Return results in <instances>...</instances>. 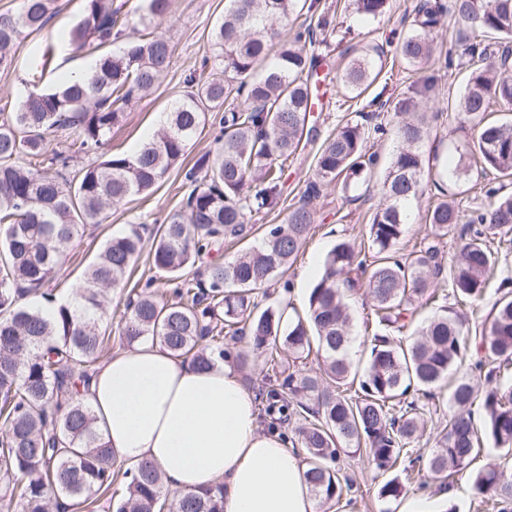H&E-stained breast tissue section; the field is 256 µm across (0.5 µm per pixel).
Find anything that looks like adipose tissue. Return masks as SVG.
Instances as JSON below:
<instances>
[{"label": "adipose tissue", "instance_id": "adipose-tissue-1", "mask_svg": "<svg viewBox=\"0 0 512 512\" xmlns=\"http://www.w3.org/2000/svg\"><path fill=\"white\" fill-rule=\"evenodd\" d=\"M84 401L117 459H145L185 494L224 485V512H316L305 464L279 433L262 431L236 367L201 370L143 342L98 365Z\"/></svg>", "mask_w": 512, "mask_h": 512}]
</instances>
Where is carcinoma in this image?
Masks as SVG:
<instances>
[{
    "mask_svg": "<svg viewBox=\"0 0 512 512\" xmlns=\"http://www.w3.org/2000/svg\"><path fill=\"white\" fill-rule=\"evenodd\" d=\"M302 0H225L224 16L211 34L215 58L212 77L185 79L187 91L165 113L158 133L136 153L105 154L103 147L132 100L152 91L168 71L173 55L163 35L128 41L118 52L107 50L124 39L129 13L115 0H84L80 21L57 41L45 44L43 57L67 44L75 51H98L95 69L79 80H65L49 91L35 89L38 71L28 73L32 86L15 112L0 115V512H52L88 508L112 500V488L125 486L112 504L114 512H224V484L199 493L162 496V474L150 461L129 470L117 463L112 448L94 427L95 418L81 398L110 339L112 309L103 293L124 290L142 256L146 227L133 224L105 240L72 297L57 305L53 317L24 304L50 283L66 261L80 232L100 224L107 210L132 196L147 194L179 163L197 137L209 112H222L213 156L183 169L191 187L184 208L157 228L147 260L151 268L178 279L172 299L142 294L126 304L120 336L134 345L151 339L177 356L207 368L229 356L224 338L244 339L249 351L236 354L246 367L250 355L280 367L281 381L261 394L260 415L274 430L292 417L306 449V478L323 503L338 502L352 481L339 466L341 456L363 452L383 473L402 468L380 486L378 496L397 498L411 480L412 455L424 430L426 408L405 398L417 387L435 398L448 374L458 370L470 349L464 322L451 314L426 322L418 339L405 344L394 333L407 327L416 303L432 304L453 295L460 304L479 301L487 282L498 274L497 253L512 250V193L489 181L480 204L463 214L446 200L425 215L437 237L458 224L468 238L449 268L436 246L402 254L398 245L412 223L409 204L440 187L439 174L425 167L429 102L436 86L423 75L432 59L434 34L443 19L454 18L463 51L454 66L466 71L453 102L463 124L475 131L474 170L512 175V120L487 119L491 104L512 107V0H419L414 28L395 51L420 73L412 96L390 105L376 95L372 112L346 114L314 155V174L300 202L282 224H272L260 245L232 262L214 260L201 276L185 270L226 237L245 235L248 216L279 207L288 158L312 141L308 127L316 73L312 48L329 45L336 32L329 13L300 24ZM364 18L386 12L389 0H347ZM54 0H20L15 12L0 13V68L13 65V48L25 33L44 29ZM170 0H143L139 21L148 27L169 13ZM294 27L284 40L281 28ZM383 53L375 45L352 58L341 75L343 86L362 92L376 78L368 56ZM394 112L391 128L380 113ZM60 132L69 153L56 150L48 135ZM392 134L398 148L381 183L383 203L369 224L370 252L342 241L326 257L323 272L310 289L308 311L288 316L284 308L257 311L256 291L283 276L297 257L314 223L313 200L323 188L372 173L377 153L367 148L371 134ZM94 160L69 173L74 155ZM364 288L372 301L379 332L367 364L358 369L348 357L352 317L346 299ZM316 340L323 366L303 371L296 362ZM291 363L278 361L279 349ZM480 358L472 369L492 368L488 377L512 370V298L493 306ZM357 386L347 396L339 386ZM479 388L467 377L450 384L457 412L448 420L440 448L426 466L444 482L468 468L480 451L471 406ZM485 433L495 447L512 449V384H496L483 396ZM471 488L491 512H512V474L495 468L472 474Z\"/></svg>",
    "mask_w": 512,
    "mask_h": 512,
    "instance_id": "obj_1",
    "label": "carcinoma"
}]
</instances>
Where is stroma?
Returning a JSON list of instances; mask_svg holds the SVG:
<instances>
[{
    "label": "stroma",
    "mask_w": 512,
    "mask_h": 512,
    "mask_svg": "<svg viewBox=\"0 0 512 512\" xmlns=\"http://www.w3.org/2000/svg\"><path fill=\"white\" fill-rule=\"evenodd\" d=\"M417 0H391L389 9L381 17L365 21L352 11L344 10V0H319L322 9L335 13L336 32L345 35L350 46L362 48L396 40L400 33L409 31L413 8ZM83 0H55L54 9L45 26L38 33L23 37L15 47V61L10 69H0V109L13 112L19 107L28 88L25 84L27 72L36 64L38 53L47 41L68 32L82 15ZM224 13V0H171L170 12L155 23L156 33L169 37L173 46L171 67L165 77L148 96L136 99L126 110L121 122L112 130V139L107 145L108 152L133 154L160 127V118L170 103L185 91L186 75H195L206 80L211 71L205 65L210 45V33L217 20ZM462 46L456 38L451 20H443L434 39L433 63L429 70L436 82L434 109L439 117L430 124V134L424 148V158L434 169L442 171L469 163L471 153L467 140L457 133L461 119L458 113L449 109L460 85L463 74L443 69L446 56H459ZM346 64L338 51L329 49L317 71L324 94L323 109L314 113L311 123L316 128L314 144L297 151L287 162L284 173V198L286 205L271 213L254 215L250 223L252 230L242 240H226L216 252V259L233 260L243 251L260 243L262 226L283 223L287 217L288 205L298 201L304 183L313 175L315 144L324 140L334 130L342 113L337 110V100L347 99L349 93L339 77ZM416 76L411 67L393 55L382 59V72L377 80L361 95L357 103L365 105L376 94L396 98L407 94ZM379 176L371 174L355 182L350 189L331 185L324 189L312 207L315 221L298 256L287 273L286 282H272L259 289L256 296L259 308L277 305L287 301L298 311H305L309 291L318 280L327 253L337 242L348 240L356 247L370 245L369 222L379 205ZM188 192L179 169H171L148 196H135L108 212L103 223L86 227L85 232L70 252L69 259L58 273L62 283L77 282L85 269L94 261L102 243L110 236L124 232L129 225L164 221L179 210ZM460 203L462 208L475 206L480 198L475 178L451 177L444 180L442 192H429L413 204L414 211L426 212L434 205L438 195ZM498 278L486 289L484 298L476 308L458 304L448 299L445 307L450 312L464 316L467 328L482 330L495 302L502 297L501 279L512 280V252L498 256ZM154 280L155 294L169 292L166 274L151 269L147 260H139L135 271L124 291L112 293L107 298L112 308L113 322H120L122 311L130 295L140 292L147 280ZM349 305L353 316V333L356 348L353 352L356 364H366L371 348V337L375 325L371 317L370 301L365 293L350 297ZM341 465L354 481L352 492L338 503L320 506L319 512H445L448 505H455L456 512H484L466 479H458L449 498H441L438 482L427 471L422 462L415 465V479L407 485L405 494L397 501L384 503L378 496V489L385 482V474L375 471L367 459L356 456L342 458Z\"/></svg>",
    "instance_id": "1"
}]
</instances>
